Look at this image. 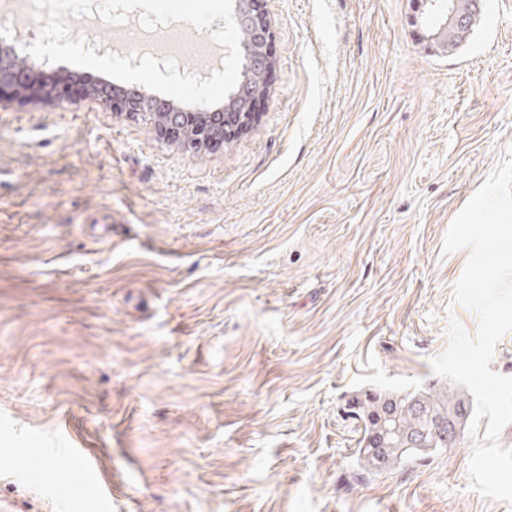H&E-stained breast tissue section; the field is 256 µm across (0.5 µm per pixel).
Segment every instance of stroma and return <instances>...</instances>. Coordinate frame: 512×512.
<instances>
[{"label": "stroma", "mask_w": 512, "mask_h": 512, "mask_svg": "<svg viewBox=\"0 0 512 512\" xmlns=\"http://www.w3.org/2000/svg\"><path fill=\"white\" fill-rule=\"evenodd\" d=\"M264 10L268 92L224 146L81 96L0 107V512H512L471 491L469 434L356 478L345 415L444 384L450 321L477 334L473 249L442 246L512 155V0L449 53L417 0Z\"/></svg>", "instance_id": "1"}]
</instances>
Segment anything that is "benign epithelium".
I'll return each mask as SVG.
<instances>
[{"label": "benign epithelium", "instance_id": "benign-epithelium-1", "mask_svg": "<svg viewBox=\"0 0 512 512\" xmlns=\"http://www.w3.org/2000/svg\"><path fill=\"white\" fill-rule=\"evenodd\" d=\"M263 4L264 0H233V16L238 26L253 31V43L240 45V50L249 61L252 72L265 80L273 67V60L267 52L272 30ZM427 5L428 14L441 21L440 30L429 33L430 40H440L442 31L448 28L456 30L463 41L469 37L471 22L466 14L459 11L457 0H427ZM12 48V43L0 38V102L9 99L18 103L35 102L46 109L64 107L72 96L70 84L59 87L57 82L49 83L42 75L31 76L29 67L16 65L10 60ZM115 102L131 117L153 112L159 115L160 120L154 122V128L164 139L177 142L183 138L185 130H193V143L199 150L224 145V142L247 128L254 118L251 109L246 112H224L214 110L210 105L196 104L186 110L169 100L138 90L112 95L107 105L111 107Z\"/></svg>", "mask_w": 512, "mask_h": 512}]
</instances>
